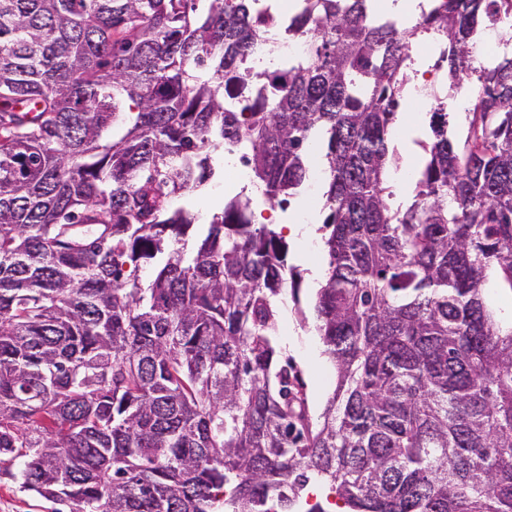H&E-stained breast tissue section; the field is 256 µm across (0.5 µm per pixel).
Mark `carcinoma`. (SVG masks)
Returning a JSON list of instances; mask_svg holds the SVG:
<instances>
[{
  "label": "carcinoma",
  "mask_w": 512,
  "mask_h": 512,
  "mask_svg": "<svg viewBox=\"0 0 512 512\" xmlns=\"http://www.w3.org/2000/svg\"><path fill=\"white\" fill-rule=\"evenodd\" d=\"M375 2L0 0V474L67 512H325L311 483L347 512H512V323L487 299L492 274L512 293V56L474 58L512 0H426L410 26ZM423 35L478 90L455 144L420 87L431 143L394 210ZM318 129L337 382L315 421L281 358L283 236L243 189L191 247L175 201L227 153L288 204ZM409 91H410V89L407 88L403 93L401 107L398 111L399 113L397 114L399 121L401 122L403 120V119H401L402 116H406V117L410 118L412 116V114H409V112H414L413 113L414 114L413 123L415 125H419L422 120L421 113L425 112L426 113L425 114V116H426V135H425V141H423V142L430 143L431 142L430 131H429V127H428L430 114L427 113L430 110V101H427L426 103H423V104L418 103L416 101H410Z\"/></svg>",
  "instance_id": "cac0c4a2"
}]
</instances>
